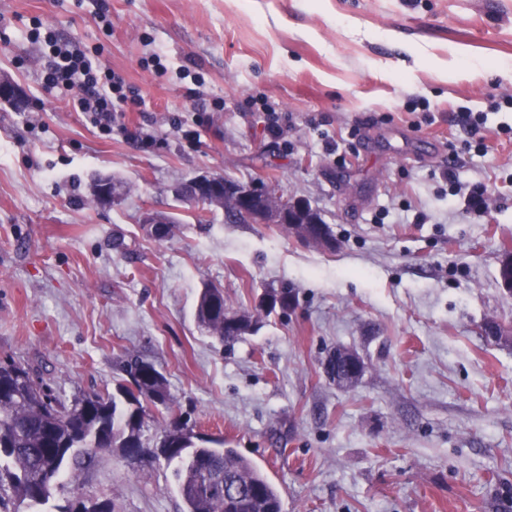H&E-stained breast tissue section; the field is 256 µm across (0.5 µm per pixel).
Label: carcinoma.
Segmentation results:
<instances>
[{"label":"carcinoma","instance_id":"obj_1","mask_svg":"<svg viewBox=\"0 0 512 512\" xmlns=\"http://www.w3.org/2000/svg\"><path fill=\"white\" fill-rule=\"evenodd\" d=\"M271 302L255 311L232 310L224 290L206 287L197 306L198 322L220 342L231 345L254 331L263 314L288 307L293 299L286 284L269 289ZM125 377L115 392L81 393L66 402L30 368L12 358L0 359V507L8 502L38 508L57 484L76 498L79 474L94 463L97 452L143 449L141 459L163 457L174 465L185 512H282L278 488L260 468L240 456L224 440L203 436L174 410L167 379L154 364L130 358L122 366ZM162 417L160 442L146 447L143 429L149 407ZM224 481V495L212 493L210 483Z\"/></svg>","mask_w":512,"mask_h":512}]
</instances>
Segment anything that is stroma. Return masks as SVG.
Instances as JSON below:
<instances>
[{"label": "stroma", "instance_id": "1", "mask_svg": "<svg viewBox=\"0 0 512 512\" xmlns=\"http://www.w3.org/2000/svg\"><path fill=\"white\" fill-rule=\"evenodd\" d=\"M38 23L139 90L112 135L44 88ZM0 29L24 97L0 103V358L67 401L152 361L283 512H512V344L483 332H512V0H0ZM205 173L278 181L336 249L176 204ZM147 209L178 212L169 236ZM283 283L294 306L233 346L196 320L205 285L251 310ZM339 347L365 363L349 389ZM79 481L112 512H184L161 459L103 452Z\"/></svg>", "mask_w": 512, "mask_h": 512}]
</instances>
